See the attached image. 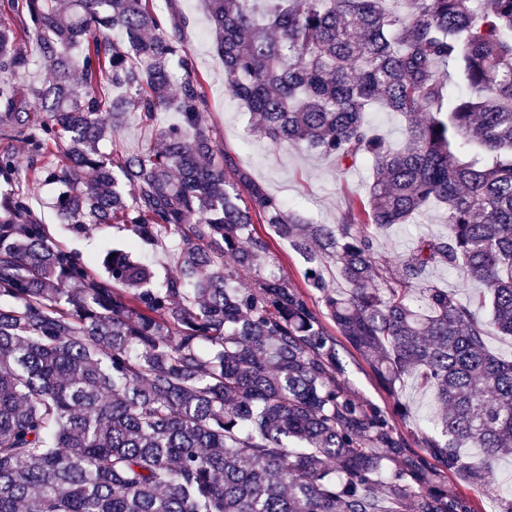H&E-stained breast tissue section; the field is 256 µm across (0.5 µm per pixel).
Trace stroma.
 <instances>
[{
	"instance_id": "stroma-1",
	"label": "stroma",
	"mask_w": 512,
	"mask_h": 512,
	"mask_svg": "<svg viewBox=\"0 0 512 512\" xmlns=\"http://www.w3.org/2000/svg\"><path fill=\"white\" fill-rule=\"evenodd\" d=\"M160 10L166 18L177 10L190 19L182 37L193 54L197 73L206 81L210 103L206 125L217 148L246 169L254 180L263 183L269 192L285 199L290 209L308 223H335L348 199L365 194L371 178L369 167L358 165L340 174L332 161L324 156L293 147L277 148L253 134L251 114L224 85V66L215 50L205 0H161ZM29 190L32 209L68 250L92 261L103 247H126V233L117 228L90 224L82 233L66 232L52 207L53 186L34 183ZM254 228L269 241L280 273L291 286L302 287V259L276 236L269 225L258 222ZM443 230L442 211L431 206L415 223L388 227L379 235L377 246L380 251L395 256L411 248L419 236L437 235ZM339 352L350 389L374 404L391 406L392 396L380 387L366 361L347 342H340Z\"/></svg>"
}]
</instances>
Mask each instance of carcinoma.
I'll return each mask as SVG.
<instances>
[{"mask_svg": "<svg viewBox=\"0 0 512 512\" xmlns=\"http://www.w3.org/2000/svg\"><path fill=\"white\" fill-rule=\"evenodd\" d=\"M206 2L256 133L339 173L369 165L368 197L307 224L218 153L187 18L153 0H0V512H475L445 473L512 512L490 482L512 453V360L488 347L512 336V0ZM32 34L54 78L21 92ZM375 105L405 116L401 148ZM166 111L179 124L155 128ZM131 114L150 144L102 153ZM31 179L57 185L73 233L120 226L132 249L176 236L177 272L63 248ZM431 205L444 233L375 248ZM257 216L303 259L304 288L268 269ZM434 267L485 292L463 300ZM338 335L392 408L351 391ZM405 377L444 408L436 432L396 428Z\"/></svg>", "mask_w": 512, "mask_h": 512, "instance_id": "carcinoma-1", "label": "carcinoma"}]
</instances>
